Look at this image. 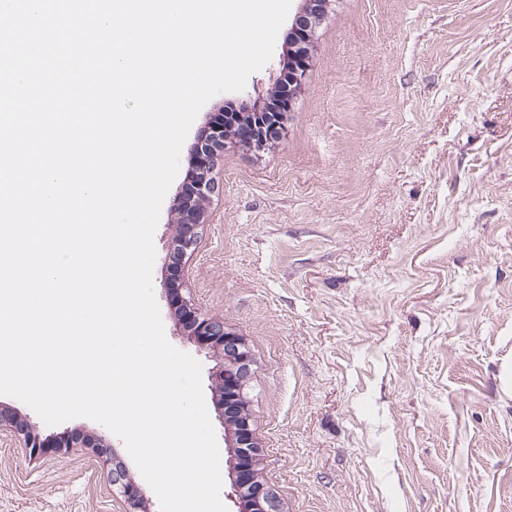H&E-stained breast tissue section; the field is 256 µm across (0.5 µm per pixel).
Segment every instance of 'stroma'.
I'll list each match as a JSON object with an SVG mask.
<instances>
[{
  "label": "stroma",
  "instance_id": "stroma-1",
  "mask_svg": "<svg viewBox=\"0 0 512 512\" xmlns=\"http://www.w3.org/2000/svg\"><path fill=\"white\" fill-rule=\"evenodd\" d=\"M276 65L194 121L272 94ZM163 201L152 284L174 256ZM182 286L244 336L251 427L280 512H512V0H334L306 88L263 148L216 156ZM0 512H135L142 475L87 418L0 395ZM86 444L30 457L19 427ZM105 447H98L97 438ZM111 479L113 485H120L123 493L132 502L133 506H140L142 509L148 501L146 488L128 479L126 470L122 466L115 465L112 468Z\"/></svg>",
  "mask_w": 512,
  "mask_h": 512
}]
</instances>
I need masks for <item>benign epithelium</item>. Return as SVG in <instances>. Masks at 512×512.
I'll return each instance as SVG.
<instances>
[{
  "label": "benign epithelium",
  "instance_id": "7a95c632",
  "mask_svg": "<svg viewBox=\"0 0 512 512\" xmlns=\"http://www.w3.org/2000/svg\"><path fill=\"white\" fill-rule=\"evenodd\" d=\"M333 0H302L301 11L293 20V24L304 23L309 32H314L321 20L331 8ZM311 40L301 43L288 41L285 56L279 60V68L287 67L291 71L289 84L282 87L288 97L295 100L305 90V76L308 68L307 59L310 56ZM211 135H197L188 145V152L193 157L195 166L202 169L197 182V191L201 201H206L217 190V184L209 177L210 163L208 159L224 149L227 144H238L243 133L233 135L224 132V126L214 125ZM172 224L180 229L176 237L179 256L192 254L198 242V227L204 221V207L198 206L190 211L174 201L171 208ZM196 327L186 328L185 343L202 354L214 353L218 350L224 354V362L215 375L212 384L213 407L216 417L224 430L225 445L229 448L234 461L237 512H278V496L274 488L266 485L258 478L254 466L260 463L263 448L254 436L249 421L241 414L232 415L224 409V392L233 389L245 398L250 373L251 360L247 343L243 336L224 327V322L195 313ZM25 445L34 454L49 452L46 443L40 435L30 427H24ZM113 484L122 487L123 493L133 505L144 506L148 501L146 488L128 479L126 470L114 466L111 472Z\"/></svg>",
  "mask_w": 512,
  "mask_h": 512
}]
</instances>
